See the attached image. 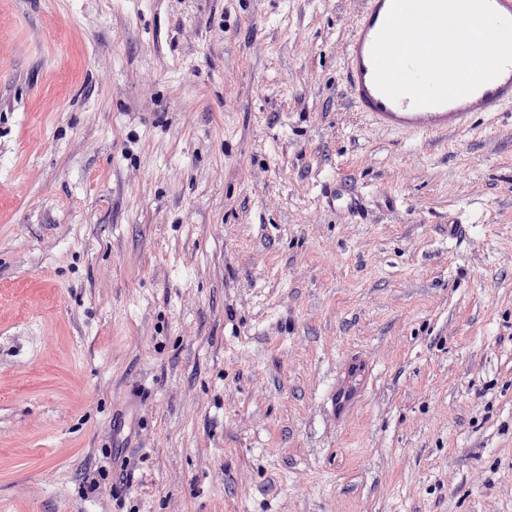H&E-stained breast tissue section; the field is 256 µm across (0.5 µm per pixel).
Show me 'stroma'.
I'll return each mask as SVG.
<instances>
[{
	"label": "stroma",
	"instance_id": "35a3bbf8",
	"mask_svg": "<svg viewBox=\"0 0 512 512\" xmlns=\"http://www.w3.org/2000/svg\"><path fill=\"white\" fill-rule=\"evenodd\" d=\"M362 2L0 0V512H512V115L366 122ZM321 201L330 209L354 218H363L367 211V197L347 176H339L326 183L322 188Z\"/></svg>",
	"mask_w": 512,
	"mask_h": 512
}]
</instances>
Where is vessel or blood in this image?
Here are the masks:
<instances>
[{"instance_id": "vessel-or-blood-1", "label": "vessel or blood", "mask_w": 512, "mask_h": 512, "mask_svg": "<svg viewBox=\"0 0 512 512\" xmlns=\"http://www.w3.org/2000/svg\"><path fill=\"white\" fill-rule=\"evenodd\" d=\"M391 0H364L351 24L343 54V80L354 111L372 125L399 133L431 138L464 131L478 118L498 119L512 110V66L473 93L439 106H414L409 97L393 100L374 83L371 49L382 28ZM321 200L330 209L354 218L364 217L367 198L353 180L339 176L326 183Z\"/></svg>"}]
</instances>
